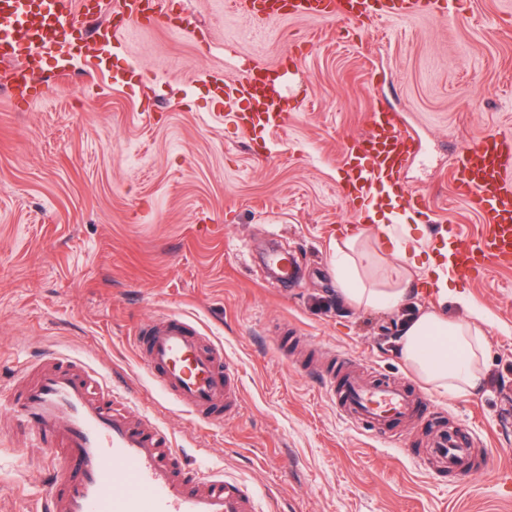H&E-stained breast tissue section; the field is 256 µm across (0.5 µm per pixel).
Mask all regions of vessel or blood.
I'll list each match as a JSON object with an SVG mask.
<instances>
[{"instance_id": "1", "label": "vessel or blood", "mask_w": 512, "mask_h": 512, "mask_svg": "<svg viewBox=\"0 0 512 512\" xmlns=\"http://www.w3.org/2000/svg\"><path fill=\"white\" fill-rule=\"evenodd\" d=\"M98 0H0V60L11 63L9 86H30L48 58L82 52L66 41L76 14L98 10ZM128 24L158 23L164 0H120ZM448 0H265L268 18L309 17L329 23L360 25L383 18H437ZM247 66L224 95L248 99L246 130L272 127L281 115L275 84L258 79ZM417 138L398 114L375 109L364 137L345 149L357 172L347 188L362 199L370 187L398 178L416 156ZM454 191L484 218L476 237L460 241L456 266L464 276L488 264H512V137H481L460 151L454 163ZM133 344L142 365L164 396L210 426L222 424L239 407L234 365L222 348L207 342L186 316L171 314L145 323ZM329 400L337 414L381 443L392 442L396 428L428 415L430 401L409 383L356 372L346 356L327 366ZM127 391L108 384L84 363L46 356L33 380L12 394L8 406L27 441L44 449L50 467L41 512H257L254 493L220 471L205 472L185 462L175 437L146 411L130 413ZM436 474L473 467L472 444L463 434L435 438L425 462Z\"/></svg>"}]
</instances>
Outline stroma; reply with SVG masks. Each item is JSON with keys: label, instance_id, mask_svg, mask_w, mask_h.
Here are the masks:
<instances>
[{"label": "stroma", "instance_id": "obj_1", "mask_svg": "<svg viewBox=\"0 0 512 512\" xmlns=\"http://www.w3.org/2000/svg\"><path fill=\"white\" fill-rule=\"evenodd\" d=\"M291 66L281 126L238 128L216 85L245 64ZM33 103L6 91L0 65V393L53 350L93 365L154 412L204 470L258 494L259 512H512V267L466 287L491 316L486 378L471 395L434 394L435 423L384 445L349 426L319 380L323 355H350L412 379L394 353L404 316L442 309L426 287L399 312L348 305L336 243L353 219L341 192L345 145L374 107L399 113L418 155L400 175L425 199L406 210L427 250L482 217L454 197L457 151L512 133V0H455L447 16L361 26L256 24L225 0H173L163 22L58 66L43 63ZM278 245L300 267L282 285L261 260ZM169 313L220 345L240 379L238 413L203 429L168 403L132 339ZM311 346L283 354L291 336ZM476 439L477 472L431 476L414 463L433 424ZM0 410V512H36L49 473Z\"/></svg>", "mask_w": 512, "mask_h": 512}]
</instances>
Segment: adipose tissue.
Wrapping results in <instances>:
<instances>
[{"label": "adipose tissue", "instance_id": "1", "mask_svg": "<svg viewBox=\"0 0 512 512\" xmlns=\"http://www.w3.org/2000/svg\"><path fill=\"white\" fill-rule=\"evenodd\" d=\"M401 215V204L391 185L367 206L364 226L336 246V273L340 292L354 307L393 310L406 300L412 279L407 247L399 240L384 250L372 244L375 235L390 233V224ZM430 287L441 298L451 299L468 312L467 318L451 319L432 309L405 322L396 338L403 363L426 385L443 394L477 391L483 382L482 361L487 343L486 325L491 318L474 303L467 289L452 280V251L425 256Z\"/></svg>", "mask_w": 512, "mask_h": 512}]
</instances>
